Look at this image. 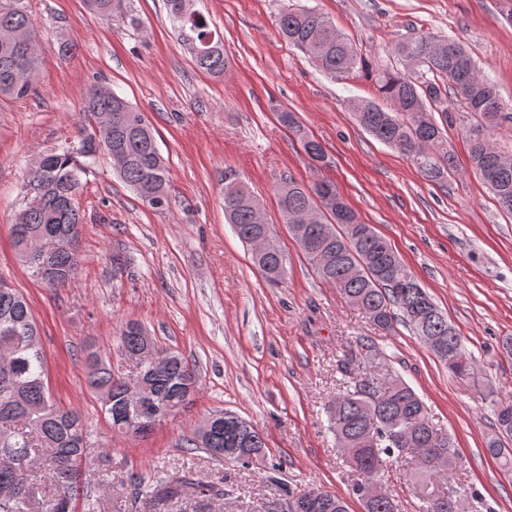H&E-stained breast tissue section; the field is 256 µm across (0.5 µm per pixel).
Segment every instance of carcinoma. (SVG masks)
<instances>
[{
    "label": "carcinoma",
    "instance_id": "1",
    "mask_svg": "<svg viewBox=\"0 0 512 512\" xmlns=\"http://www.w3.org/2000/svg\"><path fill=\"white\" fill-rule=\"evenodd\" d=\"M178 0H165L180 39L201 73L220 77L229 57L224 40L211 30L200 13L182 19ZM88 9L107 20L121 8V0H87ZM288 44L312 59L322 71L349 75L361 65V56L332 21L314 8H294L279 18ZM396 54L420 76L389 69L377 77L378 92L389 102H374L355 110L358 124L373 138L412 161L431 181L453 168L445 125L453 123L448 94H453L480 121L468 131L470 163L490 188L499 208L512 215V158L494 143V131L512 117L496 86L482 76L471 54L457 41L426 32L400 41ZM36 27L25 0H0V97L25 99L36 92L41 67ZM85 122L95 132L78 131L77 141L65 142L41 153L26 173L23 187L38 198L24 203L12 225L15 255L31 276L49 288L71 286L77 278L79 244L84 215L69 197L81 185V175L97 160L99 143L117 149L116 172L150 208L170 206L169 171L155 134L144 115L128 100L102 85L92 87L84 102ZM440 112L444 122L433 113ZM280 122L299 140L315 167L323 166L321 144L304 129L293 112L280 113ZM322 178L310 185L288 181L276 190L282 222L320 280L334 284L381 330L401 322L422 342L441 341L434 354L456 377L471 374L473 361L456 329L431 296L407 271L390 244L372 226L329 190ZM224 217L239 239L249 246L254 265L273 284L287 276V258L276 234L259 213L248 186L237 181L234 193H224ZM119 349L146 356L137 366L144 398L128 407L127 382L115 375L112 363L95 350L85 357L89 387L102 401L112 428L144 436L162 421L158 406L174 415L198 391V377L180 355L161 349L128 323L119 332ZM45 358L40 331L28 300L14 288L0 289V512H75L72 503L86 470L103 476L102 455L91 457L87 426L82 415L57 405L45 380ZM346 391L329 406L330 429L350 466L362 475L353 487L360 495L373 481H383L385 464L411 455L406 481L423 501V512H448L457 502L434 486V468L453 475L456 466L450 439L441 437L427 408L412 388L388 370L369 365L357 370L341 366ZM498 429L512 434V397L495 403ZM186 446L201 448L216 460L226 448L264 452L262 434L247 420L230 418L203 438L197 434ZM487 452L512 472V451L487 443ZM50 463L48 476L38 469ZM139 512H167L171 503L193 493L199 499H222L224 487L190 475L157 472L134 485ZM296 512H347L343 498L325 491L309 505L298 495L290 500ZM365 512H399L388 491L374 500H362Z\"/></svg>",
    "mask_w": 512,
    "mask_h": 512
}]
</instances>
